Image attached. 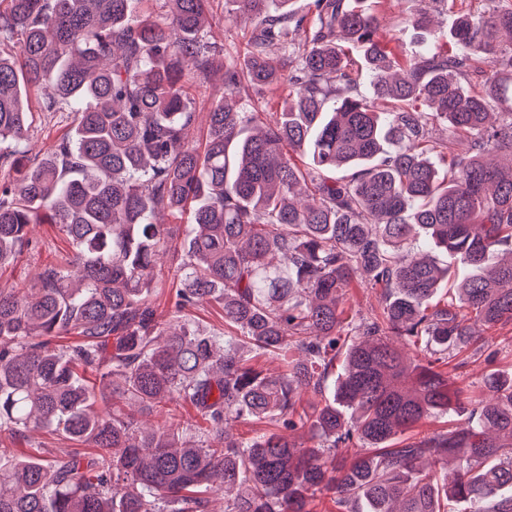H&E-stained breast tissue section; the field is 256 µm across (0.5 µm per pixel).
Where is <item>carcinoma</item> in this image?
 <instances>
[{
    "label": "carcinoma",
    "mask_w": 512,
    "mask_h": 512,
    "mask_svg": "<svg viewBox=\"0 0 512 512\" xmlns=\"http://www.w3.org/2000/svg\"><path fill=\"white\" fill-rule=\"evenodd\" d=\"M152 2L165 17L0 0V46L17 48L0 54V267L31 224L74 247L0 289V431L75 444L0 453V512H218L219 493L224 512H512V374H487L484 401L451 364L481 352L476 326H512V165L492 160L512 156V5L400 61L361 0H314L310 23L291 0H224L253 22L240 59L208 34V0ZM442 2L401 23L429 26ZM216 72L200 150L188 83ZM283 85L278 112L228 104ZM32 88L75 118L41 158ZM168 253L163 322L150 295ZM355 281L381 290L379 313L346 317ZM209 302L228 331L183 316ZM305 389L320 400L303 405ZM180 404L202 424H181ZM163 410L169 424L141 426ZM451 414L464 422L423 429ZM240 420L260 429L230 433Z\"/></svg>",
    "instance_id": "obj_1"
}]
</instances>
